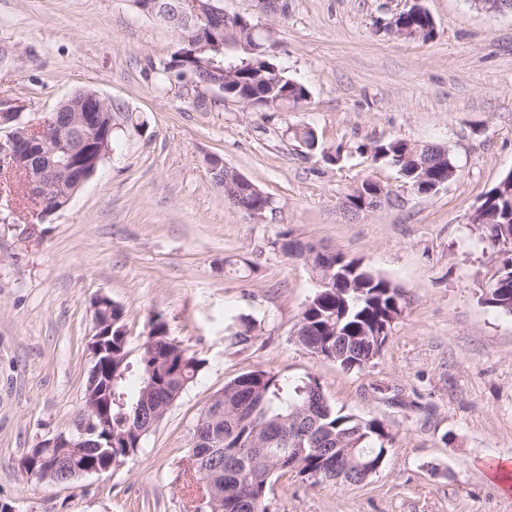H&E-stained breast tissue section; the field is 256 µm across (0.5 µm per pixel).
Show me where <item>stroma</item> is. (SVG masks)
Listing matches in <instances>:
<instances>
[{
	"instance_id": "1",
	"label": "stroma",
	"mask_w": 512,
	"mask_h": 512,
	"mask_svg": "<svg viewBox=\"0 0 512 512\" xmlns=\"http://www.w3.org/2000/svg\"><path fill=\"white\" fill-rule=\"evenodd\" d=\"M432 39L391 22L413 5ZM224 12L261 20L277 62L310 90L295 112H255L190 80L158 86L169 29L127 0H0V109L43 117L76 92L123 105L125 133L63 209L38 221L0 195V501L16 512H184L181 462L211 397L261 367L315 377L336 407L383 420L395 437L358 486L279 479L273 512H512L492 465L512 458V314L485 305L502 256L470 217L512 171V14L470 0H288L258 17L252 0ZM314 127L341 164L289 137ZM447 145L452 180L420 195L362 145ZM217 154L272 205L256 222L224 203L206 158ZM371 178L388 204L352 217L347 193ZM362 259L407 304L372 365L347 371L291 341L314 293L282 240ZM123 310L127 397L153 317L203 367L121 467L55 485L22 457L68 430L91 367L93 300ZM250 324L247 339L235 332Z\"/></svg>"
}]
</instances>
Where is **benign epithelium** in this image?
<instances>
[{
    "label": "benign epithelium",
    "instance_id": "1",
    "mask_svg": "<svg viewBox=\"0 0 512 512\" xmlns=\"http://www.w3.org/2000/svg\"><path fill=\"white\" fill-rule=\"evenodd\" d=\"M200 0H183L177 10L162 4L161 0H134L132 5L140 12L168 20L175 18L186 26L198 25V20L223 15L222 9L212 3L199 10ZM204 47L224 46V29L208 26L201 29ZM105 101L96 94H87L71 99L72 111L55 122L46 119L21 120L17 110L0 111V171L21 170L26 176L27 192L39 199L52 198L68 205L74 194L97 172L99 164L109 154V135L112 130V115L102 111ZM224 169L235 175V181L225 182V194L231 197H252L263 202L247 208V216L255 221L265 218L267 201L265 196L247 177L232 167ZM314 284L318 288L329 287L332 268L307 264ZM95 333L91 336L89 348L95 361L93 370L101 355L106 363L112 362V344L106 342L101 332L99 313H94ZM103 416L92 390L85 391L83 412L74 427L57 434L37 448L35 462L21 466V470L41 480L60 483L75 480L87 474H101L112 469L104 467L73 468L61 473V463L48 456L49 448H93L102 447L88 440L103 427Z\"/></svg>",
    "mask_w": 512,
    "mask_h": 512
}]
</instances>
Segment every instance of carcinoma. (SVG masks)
<instances>
[{
  "label": "carcinoma",
  "mask_w": 512,
  "mask_h": 512,
  "mask_svg": "<svg viewBox=\"0 0 512 512\" xmlns=\"http://www.w3.org/2000/svg\"><path fill=\"white\" fill-rule=\"evenodd\" d=\"M404 25L434 31L432 18L421 7L406 16ZM269 38L270 33L261 29L224 30V49L234 48L239 52L232 60L224 61V67L235 69V81L224 85V96H231L240 85L247 91L246 105L256 112L299 110L310 98L309 88L289 78L271 54L250 51L253 46L268 49ZM212 56L214 52L209 49L198 55L195 66L190 68L196 80L211 77ZM184 73L183 69L173 71L161 65L156 68L155 81L164 87L182 78ZM287 131L307 151L320 152L332 164L342 160L341 148L330 151L323 147L313 128L294 125ZM414 147L412 142L394 139L364 145L362 150L371 155L373 162L395 168L416 192H427L433 182H420L411 175V169L404 170L398 165ZM376 191L372 180H362L345 196V209L352 215L376 209ZM481 206L490 215L487 223L481 225L482 239L499 247L503 254L495 280L512 281V185L497 184ZM331 261L336 263L335 271L341 272V278L332 287L321 289L312 299L313 306L301 313L303 325L295 343L304 349L323 346L341 368L355 362L359 371L370 353V344L358 337L359 330L384 325L390 314L404 309L405 299L397 286L372 272L361 260L338 252L332 255ZM488 293L492 308L512 314V288L506 293L490 288ZM123 327L121 309L112 308V327L105 331L111 332L113 344L125 342ZM150 336L155 338L156 355L149 357L142 353L140 367L142 377L149 376L155 383L156 392L146 394L147 383L143 380L134 399L128 401L122 385L123 374L113 377L103 374L94 390L99 394L100 405L110 414L112 435L117 441L111 448H85L77 453L62 451L59 457L77 467L83 464L102 467L109 463L114 469L122 466L138 449L124 447L121 437L132 438L139 430L149 432L146 420L142 419L144 399L170 405L193 382L202 360L172 344L159 317L152 323ZM219 402L224 406V415L212 435L191 441L188 451L196 468L216 475L218 512H226L228 499L235 501L234 512H271L269 487L273 480L289 474L287 470H272L279 458L299 457L300 470L294 478L302 482L306 481L305 474L317 473L321 483L350 485L360 481V475L347 469L348 461L336 458V441L352 445L354 463L374 468L384 464L395 440L383 421L337 410L313 376L290 379L256 367L224 384ZM308 426L315 427L322 451L308 445L297 446L299 433Z\"/></svg>",
  "instance_id": "1"
}]
</instances>
